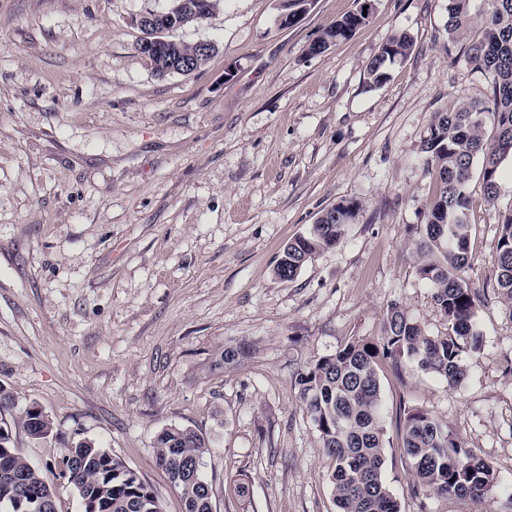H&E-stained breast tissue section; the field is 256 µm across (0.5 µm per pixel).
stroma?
I'll list each match as a JSON object with an SVG mask.
<instances>
[{"instance_id":"obj_1","label":"stroma","mask_w":512,"mask_h":512,"mask_svg":"<svg viewBox=\"0 0 512 512\" xmlns=\"http://www.w3.org/2000/svg\"><path fill=\"white\" fill-rule=\"evenodd\" d=\"M283 3L222 0L170 30L215 51L161 76L139 51V19L170 0H0V387L14 400L0 418L58 512L79 510L54 465L83 437L149 482L163 512H184L155 455L172 426L210 444L213 512H337L297 372L380 337L393 302L427 334L446 329L410 244L434 190L420 146L434 112L486 93L448 41V0H373L354 36L319 55L311 43L356 0H314L288 28ZM395 31L413 50L368 88L366 66ZM468 194L483 342L467 378L451 386L405 360L380 375L382 476L402 512H512V320L496 289L512 160L494 201L477 173ZM343 200L360 207L347 236L277 278L285 245ZM242 342L252 353L219 365ZM32 404L53 424L42 440L13 423ZM403 405L493 463V498L412 495L395 447Z\"/></svg>"}]
</instances>
